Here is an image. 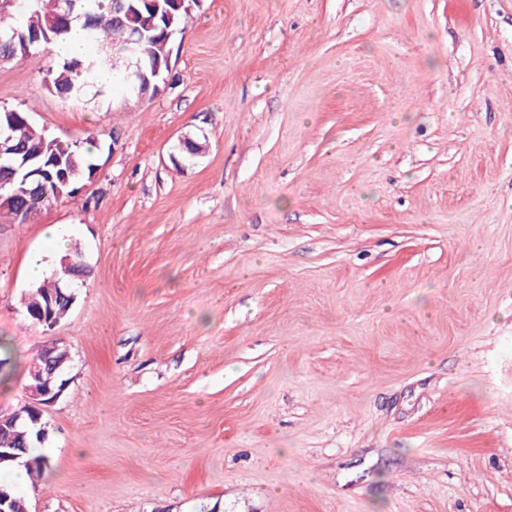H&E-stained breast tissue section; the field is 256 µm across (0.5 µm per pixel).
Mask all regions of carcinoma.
<instances>
[{"mask_svg":"<svg viewBox=\"0 0 512 512\" xmlns=\"http://www.w3.org/2000/svg\"><path fill=\"white\" fill-rule=\"evenodd\" d=\"M112 2L75 0L70 28L63 30L56 23L55 0H17L15 7L0 11V55L20 62L48 45L65 43L72 29L78 27L84 41L92 45L95 52L81 57H58L47 69L49 92L77 105H108L113 86L102 80L103 71L116 69L120 85L127 93L134 83V63L140 60L145 73L142 91L151 96L155 85L168 75L169 45L165 44L159 15L144 0H124V10L116 14ZM128 38L136 40L137 53L133 56L124 52ZM5 135L11 137V144L23 155L36 157L42 166L39 175L26 180L24 172L15 171L17 155L0 154V216L8 217L12 224L35 221L51 203L73 196L77 184L94 173V164L89 160L93 140L54 143L44 132L34 128L30 113L21 109L16 110ZM60 171L71 174L69 181L58 176ZM70 279L65 264L58 263L56 269L24 297L27 317H32L38 305L44 302L40 291L71 294ZM31 368L40 370L44 380L56 387L59 372L48 365L44 353H39ZM36 444L38 438L28 425L19 423L0 428V448H15L25 453L26 460L30 461L25 471L34 482L42 479L51 468L49 457L31 454Z\"/></svg>","mask_w":512,"mask_h":512,"instance_id":"1","label":"carcinoma"}]
</instances>
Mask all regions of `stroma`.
<instances>
[{"label": "stroma", "mask_w": 512, "mask_h": 512, "mask_svg": "<svg viewBox=\"0 0 512 512\" xmlns=\"http://www.w3.org/2000/svg\"><path fill=\"white\" fill-rule=\"evenodd\" d=\"M170 47L107 107L47 91L59 46L0 66L97 144L0 222V412L71 356L31 512H512V0H201ZM54 225L89 274L46 329Z\"/></svg>", "instance_id": "35a3bbf8"}]
</instances>
